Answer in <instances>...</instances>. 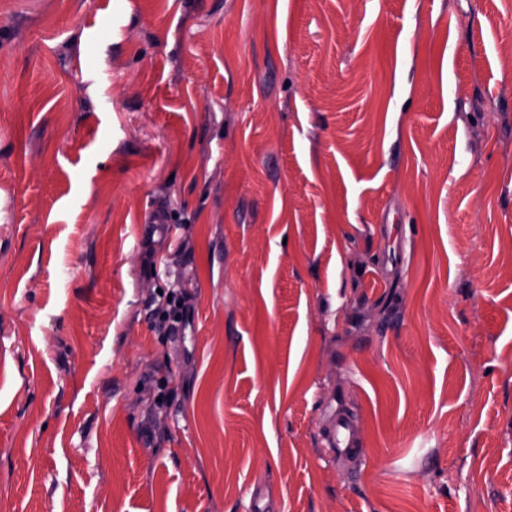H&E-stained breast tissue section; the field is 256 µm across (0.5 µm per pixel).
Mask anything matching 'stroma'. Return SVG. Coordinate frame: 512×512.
I'll use <instances>...</instances> for the list:
<instances>
[{"label":"stroma","instance_id":"stroma-1","mask_svg":"<svg viewBox=\"0 0 512 512\" xmlns=\"http://www.w3.org/2000/svg\"><path fill=\"white\" fill-rule=\"evenodd\" d=\"M0 512H512V0H0ZM168 296H171V300H168ZM155 318L157 326L166 330L170 336H176L185 328L189 314L181 294L173 290H162L155 309Z\"/></svg>","mask_w":512,"mask_h":512}]
</instances>
